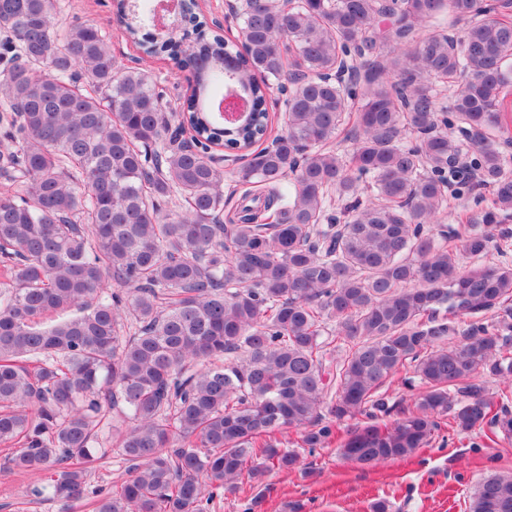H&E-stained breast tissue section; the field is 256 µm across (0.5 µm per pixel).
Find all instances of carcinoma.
<instances>
[{
    "mask_svg": "<svg viewBox=\"0 0 512 512\" xmlns=\"http://www.w3.org/2000/svg\"><path fill=\"white\" fill-rule=\"evenodd\" d=\"M134 4L116 0L126 35L194 76L179 114L102 30H55L59 0H0V177L23 187L0 193L9 468L91 512H207L245 478L298 467L269 440L286 429L363 466L444 426L511 434L509 396L494 409L479 376L512 386V262L505 247L466 259L512 215V0H245L239 45L191 6L144 43ZM229 54L253 113L230 129L209 107L222 74L199 70ZM274 87L284 129L263 148ZM215 146L251 159L226 176ZM450 192L485 204L476 223L425 229ZM397 378L414 406L392 419ZM109 409L130 421L112 440L131 466L106 492L88 477ZM360 418L335 439L331 422ZM468 512H512V474L481 478Z\"/></svg>",
    "mask_w": 512,
    "mask_h": 512,
    "instance_id": "cac0c4a2",
    "label": "carcinoma"
}]
</instances>
